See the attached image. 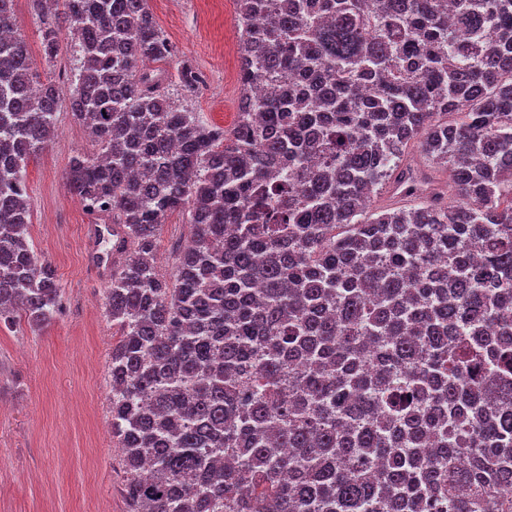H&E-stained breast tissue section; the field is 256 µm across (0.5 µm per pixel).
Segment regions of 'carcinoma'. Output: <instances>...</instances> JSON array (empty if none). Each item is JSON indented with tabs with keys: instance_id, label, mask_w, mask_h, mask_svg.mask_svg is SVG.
I'll return each mask as SVG.
<instances>
[{
	"instance_id": "cac0c4a2",
	"label": "carcinoma",
	"mask_w": 512,
	"mask_h": 512,
	"mask_svg": "<svg viewBox=\"0 0 512 512\" xmlns=\"http://www.w3.org/2000/svg\"><path fill=\"white\" fill-rule=\"evenodd\" d=\"M0 0V323L62 284L26 167L68 108L70 192L112 225V437L127 512H512V0H236L238 120L178 109L147 0ZM199 84L182 63L181 95ZM459 118L441 121L439 117ZM417 145L424 163H403ZM401 203L373 216L372 196ZM190 239L171 275L155 241ZM41 18L32 9L31 0H16L14 6L15 30L28 43L32 67L41 81L51 77L60 86H67L77 70L78 63L68 30H63L62 51L57 59L48 63L42 54L39 30ZM190 235V225L186 214L176 213L162 224L156 237V253L161 272L169 275L172 272L173 255L176 245L185 241Z\"/></svg>"
}]
</instances>
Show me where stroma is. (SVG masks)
<instances>
[{
    "label": "stroma",
    "instance_id": "1",
    "mask_svg": "<svg viewBox=\"0 0 512 512\" xmlns=\"http://www.w3.org/2000/svg\"><path fill=\"white\" fill-rule=\"evenodd\" d=\"M148 6L176 48L169 72L178 73L187 60L200 75L196 93L176 97V105L232 128L241 97L234 0H148ZM14 24L39 79L68 85L78 67L70 35L50 63L32 0H16ZM57 126L56 137L27 166L29 242L52 263L63 296L45 327L0 324V512H126L107 374L119 335L106 315L108 280L90 272L99 251L95 219L65 185L71 158L95 155L99 146L69 109H60ZM189 235L185 214L161 225L162 273H171L176 246Z\"/></svg>",
    "mask_w": 512,
    "mask_h": 512
}]
</instances>
